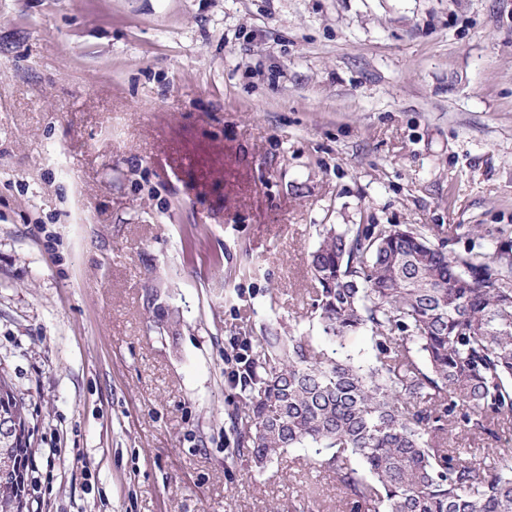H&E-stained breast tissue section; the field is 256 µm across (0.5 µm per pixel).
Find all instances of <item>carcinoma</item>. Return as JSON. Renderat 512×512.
Returning a JSON list of instances; mask_svg holds the SVG:
<instances>
[{"mask_svg":"<svg viewBox=\"0 0 512 512\" xmlns=\"http://www.w3.org/2000/svg\"><path fill=\"white\" fill-rule=\"evenodd\" d=\"M309 268L320 285L309 318L335 344L369 331L374 360L261 327L243 342L236 449L259 472L289 448L326 451L347 512H512V452L476 460L447 441L512 427V244L450 258L409 226L331 225ZM0 391V412L25 426L0 512L13 498L32 512L29 414L3 372Z\"/></svg>","mask_w":512,"mask_h":512,"instance_id":"obj_1","label":"carcinoma"}]
</instances>
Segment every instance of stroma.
Returning a JSON list of instances; mask_svg holds the SVG:
<instances>
[{
  "label": "stroma",
  "instance_id": "stroma-1",
  "mask_svg": "<svg viewBox=\"0 0 512 512\" xmlns=\"http://www.w3.org/2000/svg\"><path fill=\"white\" fill-rule=\"evenodd\" d=\"M512 241V0H0V367L36 512H339L229 431L323 226Z\"/></svg>",
  "mask_w": 512,
  "mask_h": 512
}]
</instances>
